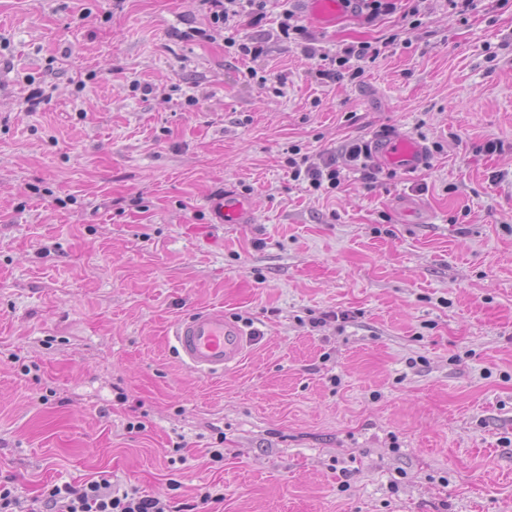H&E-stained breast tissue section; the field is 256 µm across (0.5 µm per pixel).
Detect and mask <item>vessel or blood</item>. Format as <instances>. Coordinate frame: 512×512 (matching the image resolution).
I'll use <instances>...</instances> for the list:
<instances>
[{
    "instance_id": "b4317fda",
    "label": "vessel or blood",
    "mask_w": 512,
    "mask_h": 512,
    "mask_svg": "<svg viewBox=\"0 0 512 512\" xmlns=\"http://www.w3.org/2000/svg\"><path fill=\"white\" fill-rule=\"evenodd\" d=\"M302 13L317 27L333 25L342 13L340 0H299ZM377 160L394 170L426 168L430 156L426 146L404 133L375 138ZM210 221L214 224H250L254 221L249 197L231 189L207 197ZM177 357L194 374L221 377L235 368L246 354L249 337L238 322L223 309L206 308L177 319L172 326Z\"/></svg>"
}]
</instances>
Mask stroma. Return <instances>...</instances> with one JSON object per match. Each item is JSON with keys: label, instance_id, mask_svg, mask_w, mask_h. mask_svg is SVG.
Here are the masks:
<instances>
[{"label": "stroma", "instance_id": "stroma-1", "mask_svg": "<svg viewBox=\"0 0 512 512\" xmlns=\"http://www.w3.org/2000/svg\"><path fill=\"white\" fill-rule=\"evenodd\" d=\"M296 6L241 18L251 58L204 0H0V482L23 504L105 479L167 512H512V0L306 21L314 60L277 34ZM357 42L380 50L360 79L317 77ZM388 130L430 164L366 181L343 148ZM294 145L341 189L293 180ZM227 187L253 224L210 223ZM210 307L251 340L206 379L168 331Z\"/></svg>", "mask_w": 512, "mask_h": 512}]
</instances>
